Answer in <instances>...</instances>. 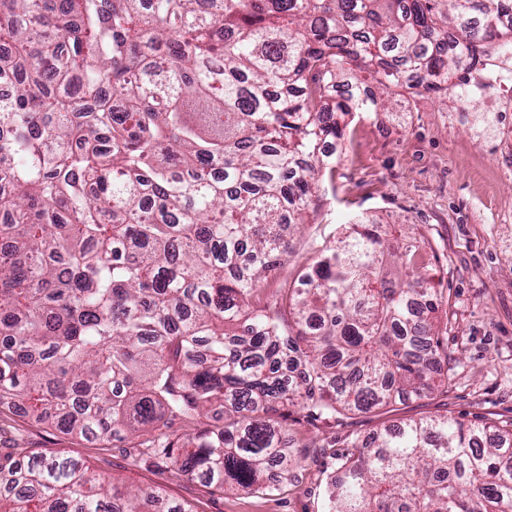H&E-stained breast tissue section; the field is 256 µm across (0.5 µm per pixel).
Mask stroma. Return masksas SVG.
<instances>
[{"instance_id":"stroma-1","label":"stroma","mask_w":512,"mask_h":512,"mask_svg":"<svg viewBox=\"0 0 512 512\" xmlns=\"http://www.w3.org/2000/svg\"><path fill=\"white\" fill-rule=\"evenodd\" d=\"M392 109L348 118L333 177L324 178L294 252L257 305L307 264L339 225L359 214L382 224L417 227L435 254L433 271L448 296V349L458 358L447 395L398 406L402 417L434 413L465 420L512 418V103L496 112L453 96L394 95ZM382 417L355 415L310 422L291 414L284 433L293 447L314 442L312 456L270 493L216 492L174 470L134 462L135 439L98 445L49 431L23 412L0 406V448L70 450L122 483L152 486L189 501L198 512H320L323 483L336 467L326 444L367 434Z\"/></svg>"}]
</instances>
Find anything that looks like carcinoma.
I'll use <instances>...</instances> for the list:
<instances>
[{
	"label": "carcinoma",
	"instance_id": "1",
	"mask_svg": "<svg viewBox=\"0 0 512 512\" xmlns=\"http://www.w3.org/2000/svg\"><path fill=\"white\" fill-rule=\"evenodd\" d=\"M0 403L138 462L270 492L279 419L444 394L456 358L414 236L341 227L280 302L346 116L512 56V0H0ZM177 419L201 420L192 433ZM321 512H512V421L343 441ZM0 512H197L68 451H0Z\"/></svg>",
	"mask_w": 512,
	"mask_h": 512
}]
</instances>
